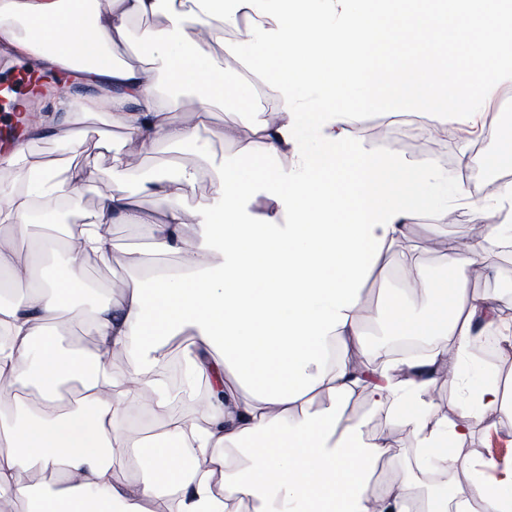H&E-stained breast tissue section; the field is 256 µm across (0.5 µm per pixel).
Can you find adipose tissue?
<instances>
[{"label": "adipose tissue", "instance_id": "ef3b65f1", "mask_svg": "<svg viewBox=\"0 0 512 512\" xmlns=\"http://www.w3.org/2000/svg\"><path fill=\"white\" fill-rule=\"evenodd\" d=\"M157 14L162 23L141 34L148 66L107 61L133 18ZM215 39L222 55L211 50ZM410 46L421 63L405 59ZM0 53L66 67L91 55L80 72L100 93L83 110L125 130L112 156L117 171L129 152L192 141L194 127L174 117L171 89L197 90L202 120L227 99L232 72L271 88L282 113L273 126L254 112L248 130L261 148L250 174L234 162L216 167L221 197L185 206L200 155L137 190L115 185L94 223L68 225L66 254L79 239L86 252L111 256L104 228L120 222L151 225L156 249L182 255L180 268L91 308L71 299L88 288L79 267L56 278L42 249H19L32 215L48 199L69 201L85 168L63 178L58 165L21 148L0 158V170L23 181L0 196V273L10 285L0 300V331L10 338L0 345V397L12 398L0 410V498L24 502L26 512H411L416 501L426 512H470L477 495L485 512H512V495L489 489L474 468L463 469L447 502L423 497L409 479L374 481L388 433L340 424L351 399L390 405L444 468V442L464 438L484 410L512 419V401L486 381L462 384L456 420L425 421L430 375L448 353L471 358L475 336L512 325L461 286L457 273L473 264L474 246L449 254L448 278L428 286L440 298L428 312L415 314L400 296L382 309L390 334L430 337L427 354L365 375L352 367L364 350L365 280L394 251L404 268H419L407 227L420 214L414 201L429 205L435 173L376 157L346 136L367 109L415 106L443 129L479 111L492 82L512 80V0H112L106 12L95 0H0ZM31 134L80 140L71 102L54 100ZM141 193L157 200L154 212L140 208ZM58 317L96 337L95 372L50 332ZM181 335L191 371L218 378L200 424H167L170 396L153 377ZM125 350L128 371L118 378L106 357ZM243 387L248 396H239ZM28 388L40 393L39 406L26 403ZM144 404L161 432L127 429L126 415ZM189 448L204 461L190 476L180 462ZM130 460L145 472L134 484L121 477ZM217 474L220 497L210 485Z\"/></svg>", "mask_w": 512, "mask_h": 512}]
</instances>
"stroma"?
<instances>
[{
    "instance_id": "35a3bbf8",
    "label": "stroma",
    "mask_w": 512,
    "mask_h": 512,
    "mask_svg": "<svg viewBox=\"0 0 512 512\" xmlns=\"http://www.w3.org/2000/svg\"><path fill=\"white\" fill-rule=\"evenodd\" d=\"M512 96V85L493 88L486 97L483 111L463 120L462 124H449L441 138H428L417 150L402 153L404 162L433 164L440 174L447 176L444 191L433 194V201L420 219L410 224L411 237L420 244V263L429 278L442 280L448 275V255L434 251L432 242L449 237H468L471 224L486 222L498 201L499 185L512 181V155L501 148L499 132L512 126V111L501 108V95ZM253 108L249 89L234 88L224 109L213 112L206 120L205 128L199 129L196 138L182 152H174L166 144H157L153 151L140 155L120 174L112 172L111 151L96 149L97 130H105L112 138L113 149L122 148L124 131L113 126L107 116L78 114L77 127L89 133L81 149H73L66 140H29L27 149L51 162L67 159L79 162L90 157L98 178L89 180L77 190L72 215L76 223L91 221L98 210L101 198L112 183L126 187L137 186L145 172L160 168L166 162L182 156L194 157L196 151H204L214 163L224 158L241 156V146L235 142H223L210 138L208 129L224 125L241 128L247 126ZM449 210L457 215L453 223H437L435 216ZM115 249L110 258L86 257L80 265L86 278L97 287L100 297H107L108 290L116 281L131 282L147 272L176 268L181 260L176 253H159L151 246L146 227L135 224H116L112 227ZM482 248L475 258L483 268L481 278H473L470 271L461 274L462 283L469 295L494 297L501 312H512V252L504 251L500 240L482 237ZM400 255H390L383 272L370 277L367 289L369 309L359 320L361 331L367 338L380 336L383 328L377 310L388 293L400 292L403 280L394 277L400 269ZM469 367L452 360L439 367L431 376L430 395L434 399L432 419L436 422L452 421L461 411L462 400L458 382ZM388 463L399 473L409 474L417 485L428 487L440 497H448L452 485L447 471H435L420 465L417 453L411 450L410 439L391 442ZM504 454L512 466V420L501 411L489 409L472 423L469 435L455 443L452 450L454 466L473 464L491 479H501L496 461L497 454Z\"/></svg>"
}]
</instances>
